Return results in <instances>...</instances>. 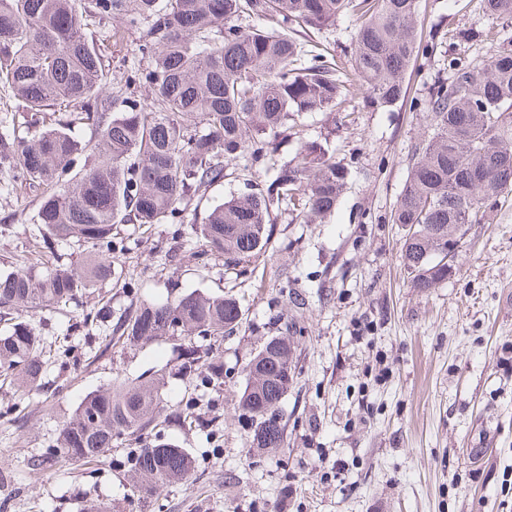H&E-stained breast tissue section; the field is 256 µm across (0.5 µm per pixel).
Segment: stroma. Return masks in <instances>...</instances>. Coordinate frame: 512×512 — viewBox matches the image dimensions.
I'll return each instance as SVG.
<instances>
[{"mask_svg": "<svg viewBox=\"0 0 512 512\" xmlns=\"http://www.w3.org/2000/svg\"><path fill=\"white\" fill-rule=\"evenodd\" d=\"M417 24L434 51L414 62L406 102L376 110L360 93L338 112L307 113L274 156L279 164L303 143L325 142L349 171L333 213L308 222L300 205L282 207L265 251L235 267L206 251L190 214L118 225L111 277L65 310L36 314L49 346L42 387L0 389V512H90L97 501L112 512H512V193L471 226L452 276L424 291L412 287L403 263L408 228L389 221L414 150L430 133L422 104L431 84L448 57L479 55L458 31L511 33L512 20L483 16L480 0H420ZM96 38L113 88L147 105V89L125 85L141 61L137 33L118 36L107 23ZM273 164L238 161L208 200L249 193L270 179ZM33 206L0 171V269L40 274L79 261L78 244L43 247L27 221ZM194 289L233 298L243 319L220 342L222 387L201 388L191 408L180 376L163 388L168 404L186 411L148 438L186 448L197 474L145 504L118 468L125 446L80 467L50 449L62 421L115 373L153 371L176 358L171 340L106 343L108 329L86 315L104 304L119 315L136 297ZM289 324L296 331L294 384L281 403L285 446L254 455L236 396L253 355ZM471 448L483 456L471 459Z\"/></svg>", "mask_w": 512, "mask_h": 512, "instance_id": "obj_1", "label": "stroma"}]
</instances>
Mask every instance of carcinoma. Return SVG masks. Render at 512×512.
Segmentation results:
<instances>
[{
	"mask_svg": "<svg viewBox=\"0 0 512 512\" xmlns=\"http://www.w3.org/2000/svg\"><path fill=\"white\" fill-rule=\"evenodd\" d=\"M482 13L512 18V0H480ZM419 0H0V87L30 113L27 135L0 130V168L16 187L36 193L31 217L53 248H90L81 261L37 277L0 271V386L39 388L44 346L29 316L63 309L112 275L116 224H164L224 180L243 157L274 154L288 123L306 112H334L363 91L377 109L406 95V75L419 48ZM352 12L359 19L349 65L301 40ZM119 20L139 33L144 68L126 79L147 88L143 107L106 88L110 65L92 28ZM431 135L415 148L405 186L390 214L413 224L402 256L413 287L448 280L455 256L448 232L466 236L512 192V36L485 46L474 60L448 59V78L425 100ZM92 125L84 140L78 131ZM348 170L317 143L276 167L265 189L209 206L200 225L205 246L238 264L256 258L271 237L274 213L299 200L308 219L335 211ZM242 321L236 301L193 290L174 299L138 300L112 329L125 343L180 338L177 371L202 383H224L222 353L201 351L194 336L218 338ZM268 340L249 364L266 378L247 377L238 408L251 420L250 447H283L285 425L264 417L293 378L281 376L278 349ZM167 366L150 377L119 373L88 394L65 420L53 455L70 465L94 462L112 448L140 440L178 416L163 403ZM132 494L147 501L188 479L195 461L173 443H146L126 456Z\"/></svg>",
	"mask_w": 512,
	"mask_h": 512,
	"instance_id": "1",
	"label": "carcinoma"
}]
</instances>
